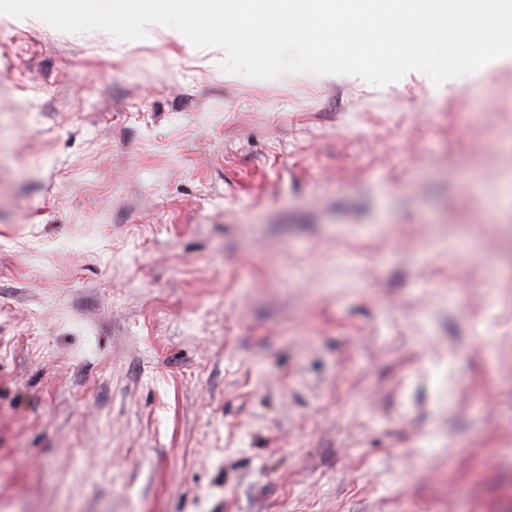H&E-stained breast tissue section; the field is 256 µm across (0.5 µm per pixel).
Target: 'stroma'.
I'll return each mask as SVG.
<instances>
[{
	"mask_svg": "<svg viewBox=\"0 0 512 512\" xmlns=\"http://www.w3.org/2000/svg\"><path fill=\"white\" fill-rule=\"evenodd\" d=\"M223 59L0 14V512H512V67Z\"/></svg>",
	"mask_w": 512,
	"mask_h": 512,
	"instance_id": "1",
	"label": "stroma"
}]
</instances>
